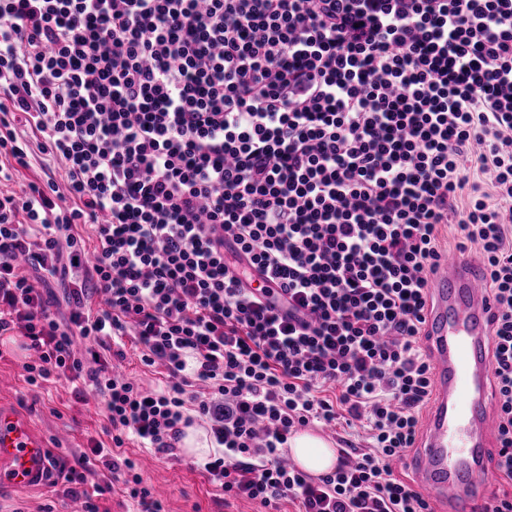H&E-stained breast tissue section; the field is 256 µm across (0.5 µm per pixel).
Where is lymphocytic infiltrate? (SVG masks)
<instances>
[{"mask_svg": "<svg viewBox=\"0 0 512 512\" xmlns=\"http://www.w3.org/2000/svg\"><path fill=\"white\" fill-rule=\"evenodd\" d=\"M35 156L0 190V337L104 406L83 512L103 471L164 512L124 449L176 455L199 420L225 496L433 512L390 462L430 401L448 225L495 305L512 482V0H0V182ZM129 341L162 390L115 370ZM362 420L331 473L285 465L299 429Z\"/></svg>", "mask_w": 512, "mask_h": 512, "instance_id": "lymphocytic-infiltrate-1", "label": "lymphocytic infiltrate"}]
</instances>
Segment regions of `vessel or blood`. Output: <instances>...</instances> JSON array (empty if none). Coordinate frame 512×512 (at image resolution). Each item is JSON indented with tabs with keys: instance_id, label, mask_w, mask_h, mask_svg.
Segmentation results:
<instances>
[{
	"instance_id": "b4317fda",
	"label": "vessel or blood",
	"mask_w": 512,
	"mask_h": 512,
	"mask_svg": "<svg viewBox=\"0 0 512 512\" xmlns=\"http://www.w3.org/2000/svg\"><path fill=\"white\" fill-rule=\"evenodd\" d=\"M427 344L433 357V401L416 450L395 458L436 512H482L495 495L489 455L498 419L489 363L494 305L470 255L439 262L429 291ZM45 438L28 419L0 403V487L24 488L52 471Z\"/></svg>"
}]
</instances>
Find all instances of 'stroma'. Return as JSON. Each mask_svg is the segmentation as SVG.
<instances>
[{"label":"stroma","mask_w":512,"mask_h":512,"mask_svg":"<svg viewBox=\"0 0 512 512\" xmlns=\"http://www.w3.org/2000/svg\"><path fill=\"white\" fill-rule=\"evenodd\" d=\"M24 351L17 345L0 348V401L27 415L54 447L63 471L47 476L39 485L0 492V512H67L70 500L66 472L87 450L88 437H101L106 424L100 401L75 402L65 382L40 388L24 380ZM125 453L139 462L144 480L151 486L165 512H255L243 499H223L214 485L190 466V457H161L128 445Z\"/></svg>","instance_id":"1"}]
</instances>
